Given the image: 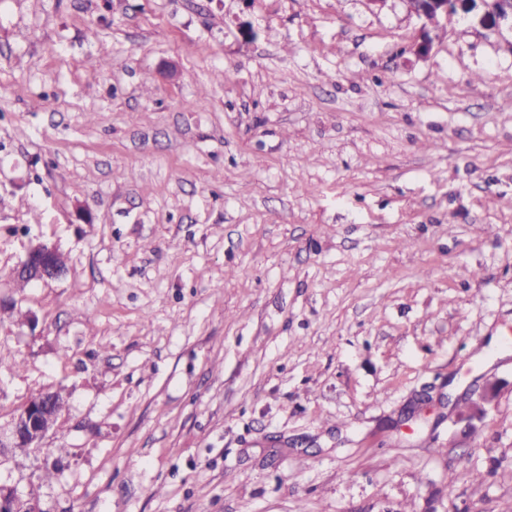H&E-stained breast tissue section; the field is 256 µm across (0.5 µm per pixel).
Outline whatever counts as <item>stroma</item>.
Masks as SVG:
<instances>
[{"label": "stroma", "instance_id": "1", "mask_svg": "<svg viewBox=\"0 0 512 512\" xmlns=\"http://www.w3.org/2000/svg\"><path fill=\"white\" fill-rule=\"evenodd\" d=\"M3 303L0 425L68 396L0 456L38 512H512V50L405 0H0ZM49 247L37 245L32 248L15 269V277H31L34 282H45L60 277L61 272L54 260L56 250ZM52 398H48L45 394L37 395L29 400L22 409L21 415L16 416L8 424L6 433L0 428V447H8V438L11 436L13 447L14 439L24 438L33 449V451H41L44 449V441L48 434L42 427V422L52 412L58 409L55 401H63L64 396L60 391L49 392ZM55 400V401H54ZM14 448V447H13Z\"/></svg>", "mask_w": 512, "mask_h": 512}]
</instances>
